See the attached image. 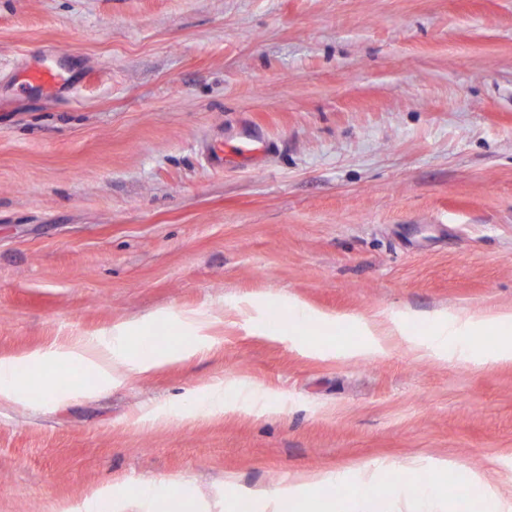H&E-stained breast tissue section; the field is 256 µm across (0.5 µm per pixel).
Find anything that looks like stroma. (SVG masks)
I'll list each match as a JSON object with an SVG mask.
<instances>
[{
    "label": "stroma",
    "instance_id": "35a3bbf8",
    "mask_svg": "<svg viewBox=\"0 0 512 512\" xmlns=\"http://www.w3.org/2000/svg\"><path fill=\"white\" fill-rule=\"evenodd\" d=\"M80 80L22 91L41 56ZM266 143L215 173L205 147ZM297 303L335 335L270 328ZM512 311V0H0V358L142 323L187 358L0 399V512H240L303 476L345 512L512 501V360L434 320ZM373 329L380 352L350 355ZM224 407L196 410L212 388ZM415 464L413 487L392 474ZM481 484L470 485V474ZM148 486L149 503L128 497Z\"/></svg>",
    "mask_w": 512,
    "mask_h": 512
}]
</instances>
